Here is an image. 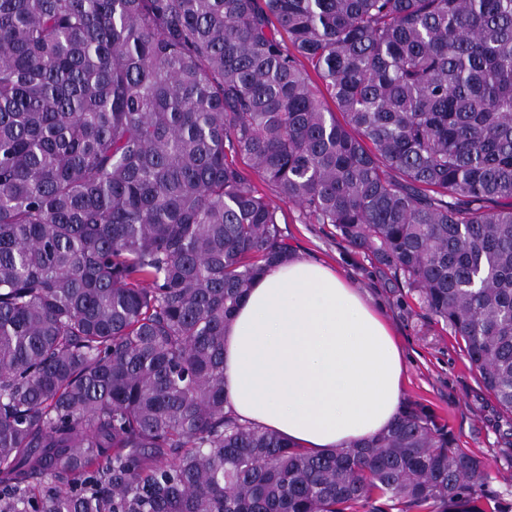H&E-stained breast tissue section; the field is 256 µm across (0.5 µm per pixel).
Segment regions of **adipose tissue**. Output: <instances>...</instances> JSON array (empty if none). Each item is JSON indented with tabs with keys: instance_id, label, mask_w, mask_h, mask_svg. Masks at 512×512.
Wrapping results in <instances>:
<instances>
[{
	"instance_id": "ef3b65f1",
	"label": "adipose tissue",
	"mask_w": 512,
	"mask_h": 512,
	"mask_svg": "<svg viewBox=\"0 0 512 512\" xmlns=\"http://www.w3.org/2000/svg\"><path fill=\"white\" fill-rule=\"evenodd\" d=\"M404 371L383 312L304 256L261 276L224 330L227 410L312 452L387 429L402 410Z\"/></svg>"
}]
</instances>
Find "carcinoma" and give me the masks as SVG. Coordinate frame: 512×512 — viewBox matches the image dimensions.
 <instances>
[{
	"label": "carcinoma",
	"mask_w": 512,
	"mask_h": 512,
	"mask_svg": "<svg viewBox=\"0 0 512 512\" xmlns=\"http://www.w3.org/2000/svg\"><path fill=\"white\" fill-rule=\"evenodd\" d=\"M252 171L512 416V0H0V512H485L423 407L319 454L225 410L293 257Z\"/></svg>",
	"instance_id": "carcinoma-1"
}]
</instances>
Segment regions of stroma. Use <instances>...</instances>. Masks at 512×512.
Returning <instances> with one entry per match:
<instances>
[{"mask_svg":"<svg viewBox=\"0 0 512 512\" xmlns=\"http://www.w3.org/2000/svg\"><path fill=\"white\" fill-rule=\"evenodd\" d=\"M281 211L295 254L337 268L382 307L403 340V406H427L447 424L457 444L484 461L485 495L495 497L502 512H512V418L483 389L453 336L416 304L400 280L336 237L331 225L298 223L290 204Z\"/></svg>","mask_w":512,"mask_h":512,"instance_id":"stroma-1","label":"stroma"}]
</instances>
